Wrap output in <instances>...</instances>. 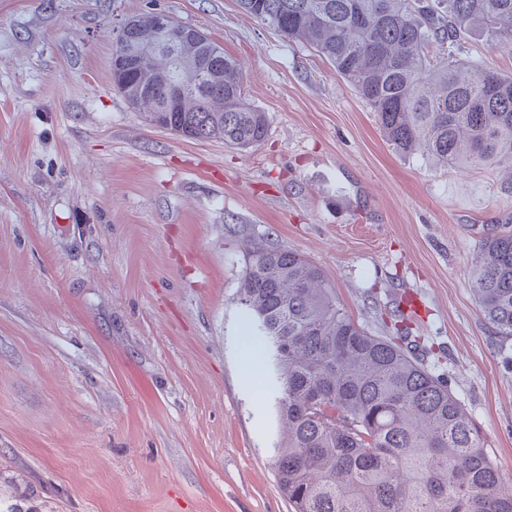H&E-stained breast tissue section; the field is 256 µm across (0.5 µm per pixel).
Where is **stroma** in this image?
Segmentation results:
<instances>
[{"label": "stroma", "instance_id": "1", "mask_svg": "<svg viewBox=\"0 0 512 512\" xmlns=\"http://www.w3.org/2000/svg\"><path fill=\"white\" fill-rule=\"evenodd\" d=\"M164 12L243 68L264 145L187 141L112 85ZM461 58L512 75L471 32ZM512 176L404 153L313 49L237 0H0V501L25 512H291L235 300L245 241L299 253L369 332L403 322L512 485V338L469 270Z\"/></svg>", "mask_w": 512, "mask_h": 512}]
</instances>
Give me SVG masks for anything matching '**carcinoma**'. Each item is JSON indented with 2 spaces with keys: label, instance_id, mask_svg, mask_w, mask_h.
<instances>
[{
  "label": "carcinoma",
  "instance_id": "cac0c4a2",
  "mask_svg": "<svg viewBox=\"0 0 512 512\" xmlns=\"http://www.w3.org/2000/svg\"><path fill=\"white\" fill-rule=\"evenodd\" d=\"M321 53L389 142L447 167H512V76L457 58L465 32L512 47V0H238ZM112 81L149 125L191 141L262 144L266 113L240 65L205 32L164 44L153 13L116 35ZM484 319L512 336V226L481 240L470 270ZM282 437L270 464L293 512H512L479 429L412 348L375 336L293 251L249 247L237 286Z\"/></svg>",
  "mask_w": 512,
  "mask_h": 512
}]
</instances>
